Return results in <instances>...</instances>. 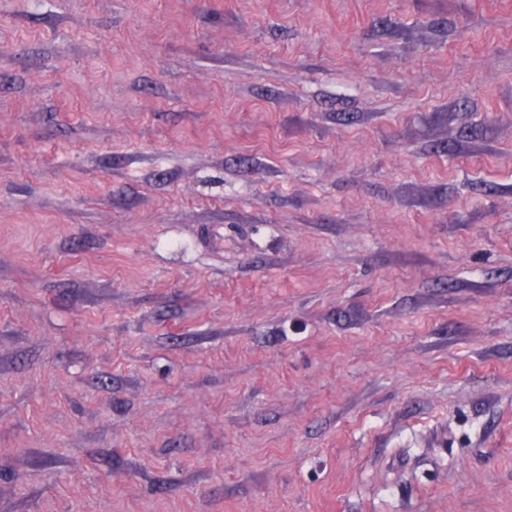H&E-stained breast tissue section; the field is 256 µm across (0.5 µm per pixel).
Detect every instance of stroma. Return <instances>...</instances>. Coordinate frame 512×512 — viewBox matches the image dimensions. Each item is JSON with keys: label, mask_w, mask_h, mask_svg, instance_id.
Segmentation results:
<instances>
[{"label": "stroma", "mask_w": 512, "mask_h": 512, "mask_svg": "<svg viewBox=\"0 0 512 512\" xmlns=\"http://www.w3.org/2000/svg\"><path fill=\"white\" fill-rule=\"evenodd\" d=\"M0 512H512V0H0Z\"/></svg>", "instance_id": "obj_1"}]
</instances>
